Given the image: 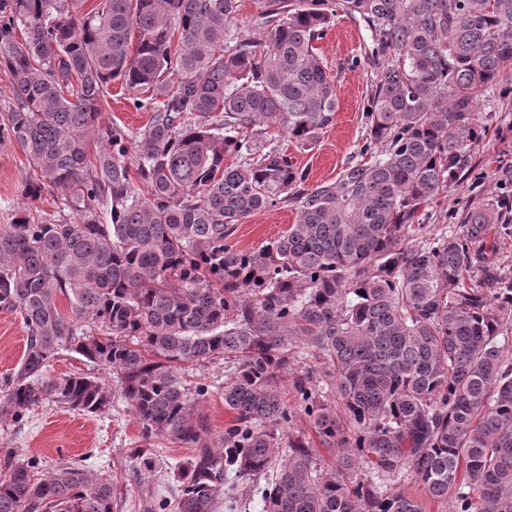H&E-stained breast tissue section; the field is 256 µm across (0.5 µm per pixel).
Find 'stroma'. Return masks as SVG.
Instances as JSON below:
<instances>
[{"instance_id": "35a3bbf8", "label": "stroma", "mask_w": 512, "mask_h": 512, "mask_svg": "<svg viewBox=\"0 0 512 512\" xmlns=\"http://www.w3.org/2000/svg\"><path fill=\"white\" fill-rule=\"evenodd\" d=\"M371 40L364 22L356 16L337 13L315 46L336 82L338 106L335 118L312 145L300 148L284 134L269 130L268 140L287 154L291 162L307 175L309 187L332 185L349 166L360 161L366 140L367 101L375 69L370 60ZM104 122L136 134L150 120L148 112L135 109L120 81L106 88ZM29 171L24 150L17 144L0 146V224L12 223L21 212L35 218L58 220L64 215V195L56 191L38 201L27 198L24 185ZM512 195V92L496 98L487 115L486 133L474 155V166L460 184L430 204L425 218L427 235L439 234L459 226L466 214L482 200ZM298 208L281 204L245 219L236 225L233 242L249 251L267 245L284 234L297 220ZM26 329L20 313L0 309V379L14 371L26 348ZM310 360L297 354L288 368L289 381L282 390L284 401L294 412L288 427L290 437L307 442L322 471H330L335 457L322 443L312 420L300 411V396L293 381L308 374ZM180 375L188 387L203 384L206 395L196 397L195 412L208 424L212 438H221L233 414L224 405V384L230 370L224 362L182 365ZM312 374V373H309ZM317 382L319 401L338 409L334 387L325 384L323 372L312 374ZM141 436L134 412L122 399L101 414H86L54 404L35 408L20 422L0 421V451L13 448L21 455L37 459L47 470L60 460L77 462L91 473L112 481L118 502L117 512H145L148 492L163 488L167 465L186 460L191 449L169 441L155 449L154 471L135 470L128 455Z\"/></svg>"}]
</instances>
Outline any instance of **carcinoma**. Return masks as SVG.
Instances as JSON below:
<instances>
[{"instance_id":"cac0c4a2","label":"carcinoma","mask_w":512,"mask_h":512,"mask_svg":"<svg viewBox=\"0 0 512 512\" xmlns=\"http://www.w3.org/2000/svg\"><path fill=\"white\" fill-rule=\"evenodd\" d=\"M86 2L0 0L13 101L0 142L26 151L31 200L61 190L69 210L0 225V307L27 330L0 382V419L112 405L96 376H45L66 350L117 375L141 426L132 460L153 470L152 440L194 450L152 510L231 509L230 478L270 472L262 512H425L372 480L404 470L450 512H512V365L500 346L512 275L496 269L497 202L417 238L428 206L473 166L481 106L512 87V0H259V51L232 31L237 0ZM339 9L370 32V160L313 189L266 134L306 146L333 123L335 82L315 42ZM115 79L151 113L135 136L103 124ZM227 154L239 163L225 166ZM287 200L298 216L285 234L258 251L232 244V225ZM298 342L341 405L339 417L311 377L295 380L336 452L326 474L285 431L281 383ZM220 360L236 416L216 445L190 397L207 389L190 391L177 366ZM36 466L0 455V512H116L107 480Z\"/></svg>"}]
</instances>
